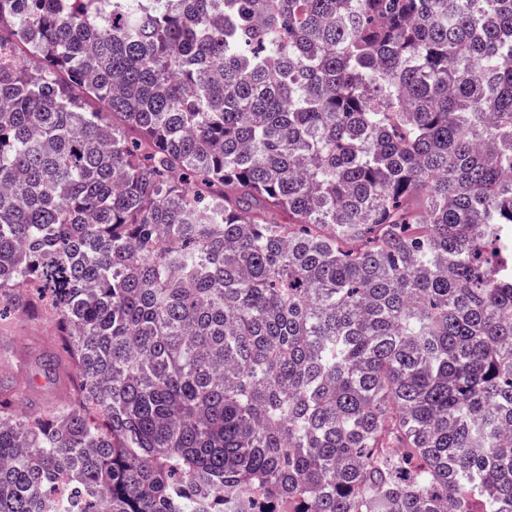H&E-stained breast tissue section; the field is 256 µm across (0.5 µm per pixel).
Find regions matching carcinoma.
I'll use <instances>...</instances> for the list:
<instances>
[{
    "mask_svg": "<svg viewBox=\"0 0 512 512\" xmlns=\"http://www.w3.org/2000/svg\"><path fill=\"white\" fill-rule=\"evenodd\" d=\"M0 512H512V0H0ZM55 334L53 326L41 319L17 318L0 326V358L8 361L1 382L18 391L19 403L27 409L47 411L67 391L65 369L50 378L39 371L40 362L54 351Z\"/></svg>",
    "mask_w": 512,
    "mask_h": 512,
    "instance_id": "obj_1",
    "label": "carcinoma"
}]
</instances>
